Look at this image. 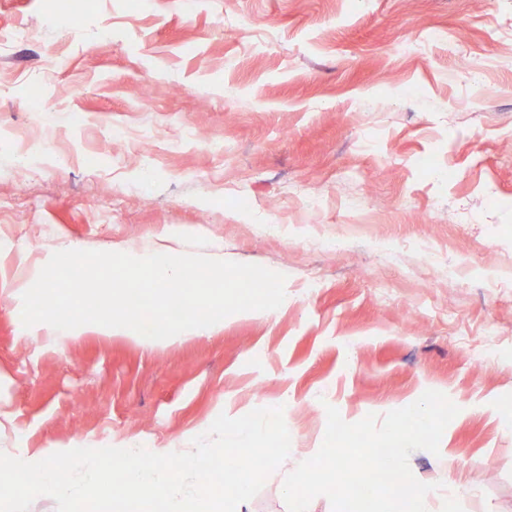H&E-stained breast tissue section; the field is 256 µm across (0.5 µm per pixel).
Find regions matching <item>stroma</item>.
<instances>
[{"mask_svg":"<svg viewBox=\"0 0 512 512\" xmlns=\"http://www.w3.org/2000/svg\"><path fill=\"white\" fill-rule=\"evenodd\" d=\"M20 26L34 39L0 48V453L187 448L284 405L293 451L251 507L288 512L326 405L354 423L436 390L459 412L409 465L461 487L433 512H512V0H0V31ZM166 243L281 273L288 298L174 343L24 327L52 250Z\"/></svg>","mask_w":512,"mask_h":512,"instance_id":"35a3bbf8","label":"stroma"}]
</instances>
